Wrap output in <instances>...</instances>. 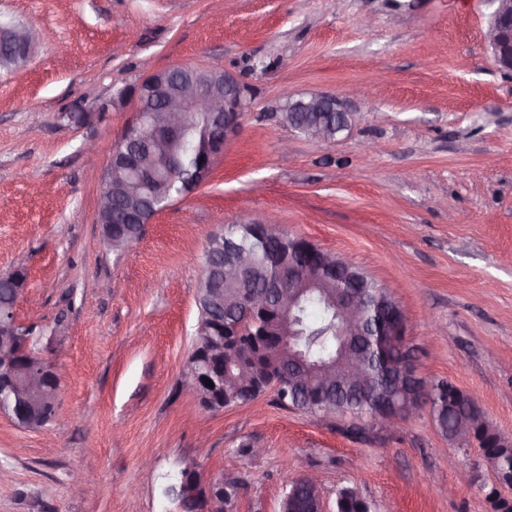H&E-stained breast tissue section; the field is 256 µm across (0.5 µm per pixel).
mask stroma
<instances>
[{"mask_svg":"<svg viewBox=\"0 0 512 512\" xmlns=\"http://www.w3.org/2000/svg\"><path fill=\"white\" fill-rule=\"evenodd\" d=\"M494 9L225 0L218 22L213 0H0L36 46L0 70V274L25 268L15 317L62 372L47 426L0 412V512H180L171 489L188 465L223 476L224 512H280L303 475L329 512L346 487L376 512H491L493 473L429 409L354 438L348 417L271 392L203 409L180 379L209 235L272 217L386 288L416 375L453 383L512 438V75L485 40ZM149 66L231 72L250 108L212 179L117 252L98 201ZM351 85L356 118L336 140L273 118L288 96Z\"/></svg>","mask_w":512,"mask_h":512,"instance_id":"35a3bbf8","label":"stroma"}]
</instances>
